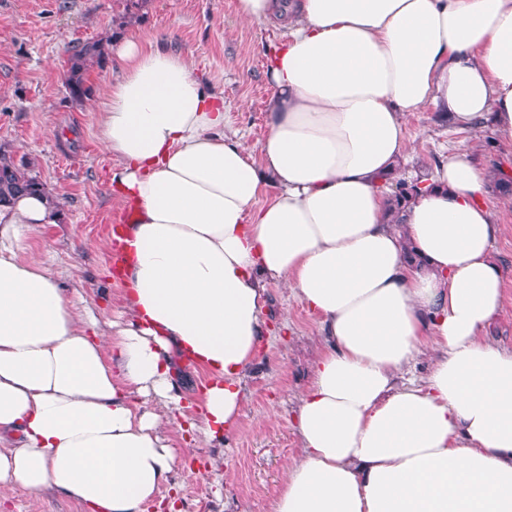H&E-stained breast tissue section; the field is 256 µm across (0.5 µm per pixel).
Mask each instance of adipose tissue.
<instances>
[{
    "mask_svg": "<svg viewBox=\"0 0 512 512\" xmlns=\"http://www.w3.org/2000/svg\"><path fill=\"white\" fill-rule=\"evenodd\" d=\"M285 22L267 58V133L224 129V96L184 55L112 44L100 140L133 208L121 236L123 328L105 336L22 258L54 218L0 207V488L54 490L86 512H142L177 456L174 368L209 376L196 408L223 439L268 331L267 284L321 318L274 512H512V350L501 231L474 149L408 160V113L431 104L512 149V0H237ZM420 179L391 217L386 177ZM429 374L410 371L422 354ZM502 233L496 242L495 254L504 275L503 308L489 328L488 337L505 348H512V204L499 214Z\"/></svg>",
    "mask_w": 512,
    "mask_h": 512,
    "instance_id": "adipose-tissue-1",
    "label": "adipose tissue"
}]
</instances>
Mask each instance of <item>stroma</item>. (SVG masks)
I'll use <instances>...</instances> for the list:
<instances>
[{
  "mask_svg": "<svg viewBox=\"0 0 512 512\" xmlns=\"http://www.w3.org/2000/svg\"><path fill=\"white\" fill-rule=\"evenodd\" d=\"M122 0H0V149L26 157L61 201V217L29 240L27 257H46L61 287L102 328L120 321L121 290L105 246L110 225L121 223L112 192L117 162L103 148L97 113L105 99L112 57L103 54L86 74L87 92L72 99L66 85L74 46L111 44L134 31L162 38L186 55L197 73L224 95L226 129L256 146L267 132L271 88L266 54L282 27L238 20L235 0H147L129 20ZM414 164L433 165L445 148L473 133L440 122L433 105L406 117ZM495 254L504 275V304L489 338L512 348V205L499 214ZM269 334L246 378L238 423L223 441L204 442L191 418L167 425L165 435L181 466L162 503L145 512H273L288 465L300 455L293 429L298 396L311 384L322 346L320 319L283 285H269ZM0 512H84L71 496L51 490H0Z\"/></svg>",
  "mask_w": 512,
  "mask_h": 512,
  "instance_id": "stroma-1",
  "label": "stroma"
}]
</instances>
